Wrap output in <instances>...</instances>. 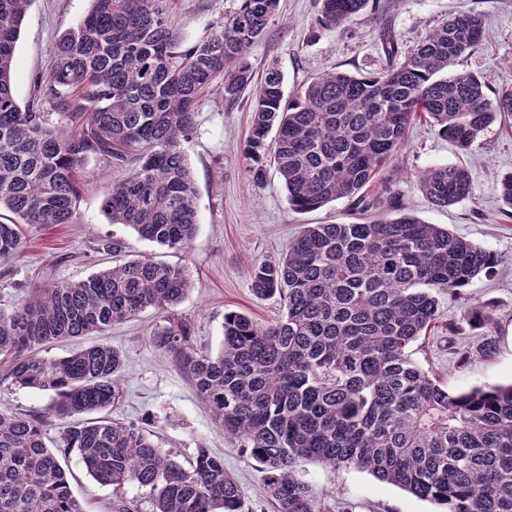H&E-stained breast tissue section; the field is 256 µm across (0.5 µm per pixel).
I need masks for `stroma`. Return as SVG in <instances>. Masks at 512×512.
<instances>
[{
    "label": "stroma",
    "instance_id": "obj_1",
    "mask_svg": "<svg viewBox=\"0 0 512 512\" xmlns=\"http://www.w3.org/2000/svg\"><path fill=\"white\" fill-rule=\"evenodd\" d=\"M381 2L382 12L367 11L345 25L322 28L316 23L320 0H279L276 16L249 49L255 79H262L268 66L277 65L290 94L327 70L376 71L386 65L382 29H390L407 51L449 18L473 11L484 17L485 37L458 60L456 68L478 74L488 94L512 89V0ZM234 5V0H167L176 26L190 41L210 34ZM91 7V0H34L15 52L14 90L20 104L33 98L36 79H48L55 42ZM253 95L249 89L231 102L220 90L211 89L199 99L196 132L185 145L198 193L199 219L188 251L167 250L139 238L130 227L109 223L100 209L101 195L108 185L124 180L129 169L93 159L86 166L72 222L28 230L23 254L0 260V303L16 302L36 283L76 282L111 266V256L98 250L97 242L114 238L124 241L132 254L187 265L193 289L174 315L187 325L194 347L218 352L224 315L231 311L264 325L277 322L285 312L284 303L254 295V263L280 258L303 225L349 224L355 216L343 199L307 213L293 211L272 166L263 185L251 182L243 148L251 126ZM394 165L391 187L410 213L500 258L491 275L479 276L465 288L464 298L440 295L436 326L412 345V361L452 393L512 382V218L503 215L498 194L501 178L512 173V120L496 119L465 150L428 124L413 125ZM438 165L464 166L473 185L471 197L445 208L434 207L421 193L417 176ZM472 304L493 309L499 322L492 354L479 351L483 336L470 320ZM162 320L161 313L149 309L112 328L110 341L124 355L125 368L123 396L110 408V417L153 431L162 447L172 450L182 463L191 460L197 446L210 448L223 456L225 469L238 482L244 494L243 512H274L258 463L215 422L172 355L153 343V331ZM455 344L468 349L467 360L452 353ZM49 402L45 393L0 384V411L43 417ZM63 466L88 512H112L111 487L88 476L76 456H69ZM297 474L322 494V512H442L441 505L355 467L333 472L304 460Z\"/></svg>",
    "mask_w": 512,
    "mask_h": 512
}]
</instances>
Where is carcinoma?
Listing matches in <instances>:
<instances>
[{
  "instance_id": "carcinoma-1",
  "label": "carcinoma",
  "mask_w": 512,
  "mask_h": 512,
  "mask_svg": "<svg viewBox=\"0 0 512 512\" xmlns=\"http://www.w3.org/2000/svg\"><path fill=\"white\" fill-rule=\"evenodd\" d=\"M164 2L92 0L55 43L49 81L22 107L15 50L33 0H0V212L16 217L0 223V260L24 252L22 227L71 223L93 157L134 167L102 193L110 223L174 252L189 249L198 211L184 144L196 130L198 97L218 86L233 101L251 84L248 50L279 0H235L215 31L191 43ZM375 7L321 0L316 24L340 26ZM483 34L481 15L465 13L405 53L385 34L387 66L378 72L327 71L288 96L273 65L256 87L243 150L252 182H264L271 154L292 210L346 199L363 221L306 224L279 259L255 265L253 293L284 302L276 323L224 314L216 355L195 349L173 318L154 336L261 465L276 512H319V497L297 476L301 459L366 470L446 512H512V383L451 394L408 354L437 319V295L461 297L498 256L405 212L388 180L368 191L416 120L467 148L496 117L512 118V89L491 98L472 72L443 75ZM418 185L435 207L472 195L457 165L425 170ZM499 196L511 218L512 174ZM98 246L115 257L111 267L0 306L5 379L48 394L51 415L67 420L50 447L45 419L0 412V512H86L61 465L71 453L98 483L144 491L152 512H242L223 457L201 446L184 466L145 428L105 415L124 367L110 329L149 308L172 313L192 280L183 265L123 256L119 240ZM470 318L487 329L480 350L493 352L492 310L474 305ZM90 333L102 341L42 355L54 341Z\"/></svg>"
}]
</instances>
